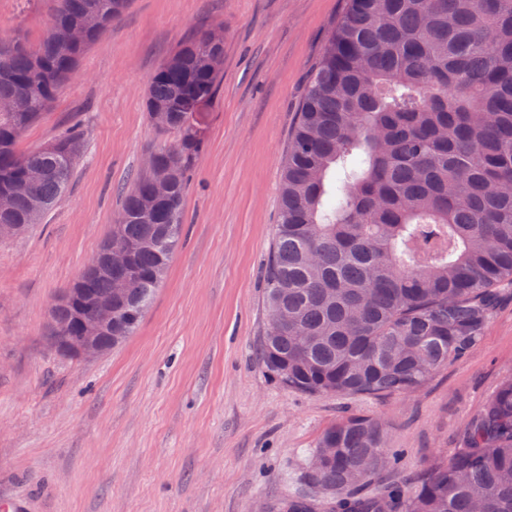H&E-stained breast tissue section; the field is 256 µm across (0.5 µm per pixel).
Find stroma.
I'll use <instances>...</instances> for the list:
<instances>
[{
  "label": "stroma",
  "mask_w": 512,
  "mask_h": 512,
  "mask_svg": "<svg viewBox=\"0 0 512 512\" xmlns=\"http://www.w3.org/2000/svg\"><path fill=\"white\" fill-rule=\"evenodd\" d=\"M56 0H0V37L37 44ZM346 0H133L84 54L23 145L73 123L86 159L41 224L0 241V497L26 512H271L310 492L323 431L380 420L397 469L360 494L408 484L459 444L512 375V285L480 347L413 394L311 396L259 362L263 273L279 219L288 136ZM224 28L219 94L198 119L183 232L134 336L92 358L49 338L53 301L107 238L146 154L171 144L145 109L152 74L184 40Z\"/></svg>",
  "instance_id": "obj_1"
}]
</instances>
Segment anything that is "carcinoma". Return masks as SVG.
<instances>
[{
    "instance_id": "obj_1",
    "label": "carcinoma",
    "mask_w": 512,
    "mask_h": 512,
    "mask_svg": "<svg viewBox=\"0 0 512 512\" xmlns=\"http://www.w3.org/2000/svg\"><path fill=\"white\" fill-rule=\"evenodd\" d=\"M131 0H58L36 47L0 39V224L26 231L67 192L85 153L81 124L46 145L21 142L81 57ZM81 28L70 43L52 29ZM209 30L181 43L151 77L146 111L164 110L175 142L152 151L123 193L118 232L135 245L133 273L111 288L110 351L134 335L180 242L189 171L204 148L192 103L215 98L224 45ZM28 155L45 171L29 182ZM167 184L154 196L159 182ZM512 284V0H347L312 68L288 137L265 306L287 327L264 333L260 360L309 395L415 393L473 353ZM73 308L55 302L50 338L72 340ZM383 424L352 415L327 428L309 482L335 494L326 512H512V376L463 426L458 448L410 488L352 492L396 468ZM272 512H317L290 498Z\"/></svg>"
}]
</instances>
